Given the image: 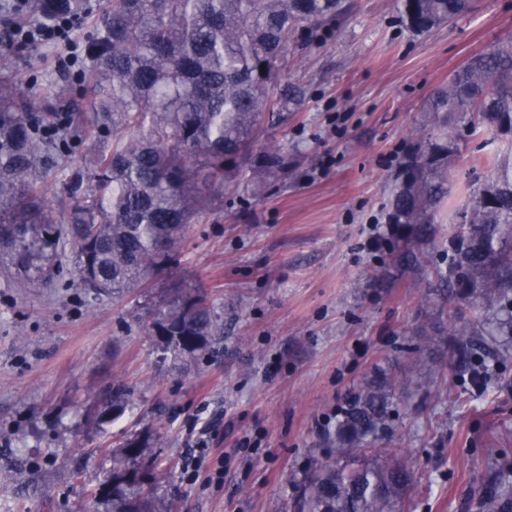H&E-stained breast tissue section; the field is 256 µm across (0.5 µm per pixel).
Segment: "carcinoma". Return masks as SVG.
Masks as SVG:
<instances>
[{"label":"carcinoma","instance_id":"carcinoma-1","mask_svg":"<svg viewBox=\"0 0 512 512\" xmlns=\"http://www.w3.org/2000/svg\"><path fill=\"white\" fill-rule=\"evenodd\" d=\"M472 0H398L400 17L425 33L467 13ZM35 45L67 20L92 22L81 43L84 104L70 84L44 90L18 86L0 72V272L19 288L41 289L68 271L88 294L116 296L149 284L182 242L186 225L208 211L224 183L259 184L291 169L288 153L255 150L259 128L288 111L273 97L285 75L295 34L332 21L342 0H20L7 6ZM429 132L397 166L391 189L393 224L408 229L393 260L409 271L432 268L446 285L451 321L448 370L492 355L512 336V40L470 56L430 96ZM482 128L500 147L484 154L488 174L469 184V202L448 228L434 214L449 195L448 169ZM96 141L86 182H62L71 198L56 223L45 185L59 154L77 138ZM475 315L465 316L469 310ZM152 324L169 333L161 360L190 362L223 342L222 316L200 292L175 286L156 306ZM408 375H376L347 396L327 441L313 459L297 512H405L418 485L403 449L381 446L390 406L410 399ZM119 382L100 401L99 423L125 410ZM158 445L149 430L112 451V474L88 500L112 497V512H173L144 464ZM483 512L512 502V470L500 468Z\"/></svg>","mask_w":512,"mask_h":512}]
</instances>
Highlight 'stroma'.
Returning <instances> with one entry per match:
<instances>
[{
    "instance_id": "35a3bbf8",
    "label": "stroma",
    "mask_w": 512,
    "mask_h": 512,
    "mask_svg": "<svg viewBox=\"0 0 512 512\" xmlns=\"http://www.w3.org/2000/svg\"><path fill=\"white\" fill-rule=\"evenodd\" d=\"M346 3L337 21L299 31L285 74L304 95L256 141L280 145L292 171L260 195L226 186L144 293L96 298L68 275L24 293L0 275V512H79L111 473L116 444L148 428L161 435L159 490L178 512H291L347 393L379 368L421 385L393 404L384 436L420 465L407 512H479L491 460L512 468V336L506 354L483 357L485 383L464 372L453 390L428 385L411 364L417 326L448 321L440 292L422 298L423 274L394 266L403 229L389 222L393 176L426 132L431 93L471 55L512 39V0H474L424 35L400 22L395 0ZM61 69L53 47L8 64L32 89ZM483 141L470 137L450 169L455 205L482 171ZM373 224L382 237L370 249ZM175 282L224 310L223 345L182 371L160 361L150 329V305ZM119 381L125 414L92 425ZM223 451L232 459L217 481Z\"/></svg>"
}]
</instances>
